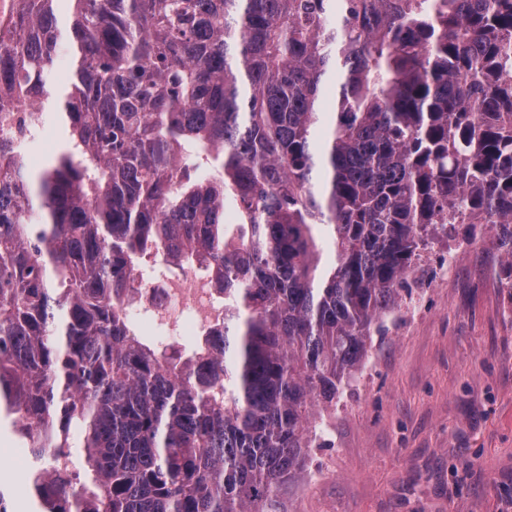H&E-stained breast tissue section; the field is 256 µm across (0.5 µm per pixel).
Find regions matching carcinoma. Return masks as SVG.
Segmentation results:
<instances>
[{
    "label": "carcinoma",
    "mask_w": 512,
    "mask_h": 512,
    "mask_svg": "<svg viewBox=\"0 0 512 512\" xmlns=\"http://www.w3.org/2000/svg\"><path fill=\"white\" fill-rule=\"evenodd\" d=\"M57 2L0 32V113L67 128L40 170L0 139V410L36 512H278L429 240L512 248V0H64L65 30ZM157 257L224 290L191 349L124 314Z\"/></svg>",
    "instance_id": "carcinoma-1"
}]
</instances>
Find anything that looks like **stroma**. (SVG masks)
<instances>
[{
	"label": "stroma",
	"mask_w": 512,
	"mask_h": 512,
	"mask_svg": "<svg viewBox=\"0 0 512 512\" xmlns=\"http://www.w3.org/2000/svg\"><path fill=\"white\" fill-rule=\"evenodd\" d=\"M498 228L452 230L316 424L281 512H512V269ZM32 457L0 422V488L34 512Z\"/></svg>",
	"instance_id": "1"
}]
</instances>
